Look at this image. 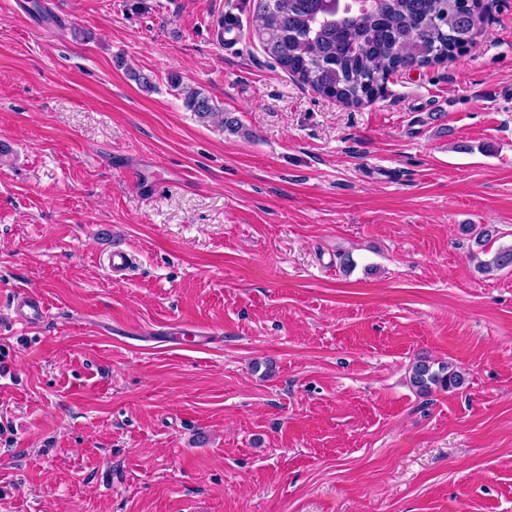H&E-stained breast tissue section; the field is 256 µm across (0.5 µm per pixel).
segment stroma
<instances>
[{
  "label": "stroma",
  "instance_id": "obj_1",
  "mask_svg": "<svg viewBox=\"0 0 512 512\" xmlns=\"http://www.w3.org/2000/svg\"><path fill=\"white\" fill-rule=\"evenodd\" d=\"M484 6L346 106L265 53L259 0H0V512H512V269L477 267L512 246V0ZM420 356L464 388L417 393ZM171 86L179 90L185 106L203 123H217L222 129L233 133L241 129L237 118L224 113L223 109L215 104L210 97L200 89L184 84L179 76L176 75L171 79Z\"/></svg>",
  "mask_w": 512,
  "mask_h": 512
}]
</instances>
